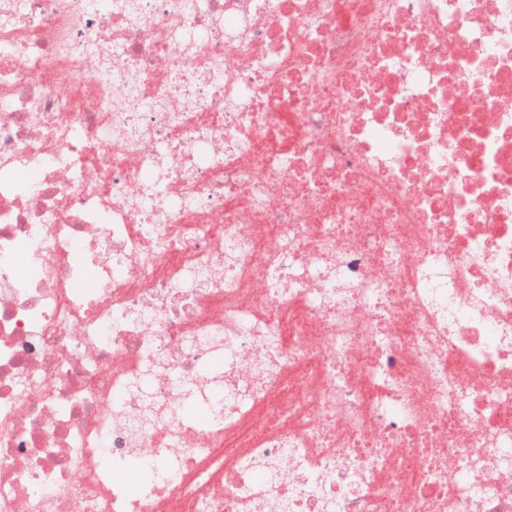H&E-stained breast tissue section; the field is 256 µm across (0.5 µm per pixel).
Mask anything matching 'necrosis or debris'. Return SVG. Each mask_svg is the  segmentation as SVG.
Wrapping results in <instances>:
<instances>
[{"mask_svg": "<svg viewBox=\"0 0 512 512\" xmlns=\"http://www.w3.org/2000/svg\"><path fill=\"white\" fill-rule=\"evenodd\" d=\"M0 512H512V0H0Z\"/></svg>", "mask_w": 512, "mask_h": 512, "instance_id": "1", "label": "necrosis or debris"}]
</instances>
